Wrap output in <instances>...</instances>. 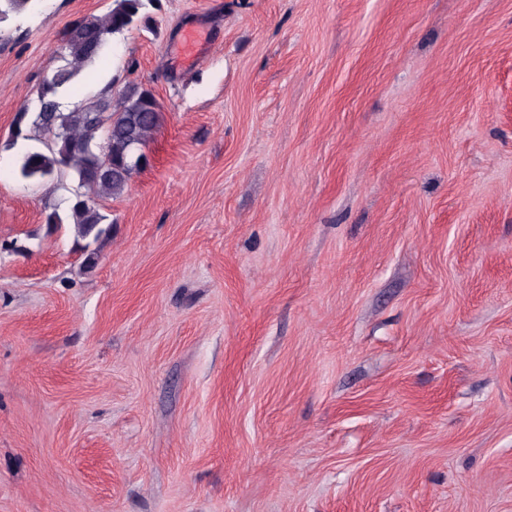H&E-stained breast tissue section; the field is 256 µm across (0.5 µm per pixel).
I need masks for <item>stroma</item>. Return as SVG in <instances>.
Returning <instances> with one entry per match:
<instances>
[{"label": "stroma", "mask_w": 512, "mask_h": 512, "mask_svg": "<svg viewBox=\"0 0 512 512\" xmlns=\"http://www.w3.org/2000/svg\"><path fill=\"white\" fill-rule=\"evenodd\" d=\"M109 3L0 22V512H512V0H155L87 270L11 132Z\"/></svg>", "instance_id": "35a3bbf8"}]
</instances>
